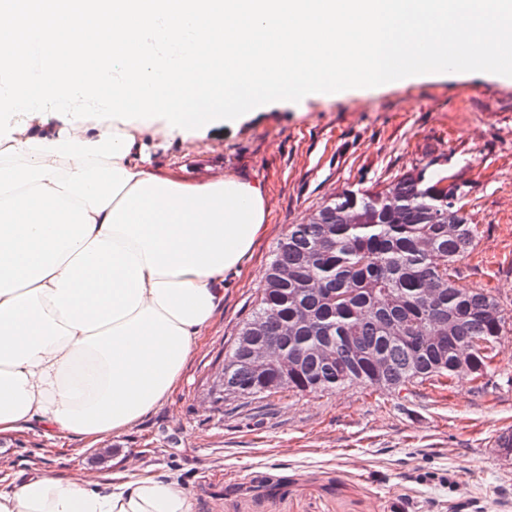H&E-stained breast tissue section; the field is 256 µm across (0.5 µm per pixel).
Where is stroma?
<instances>
[{
  "instance_id": "stroma-1",
  "label": "stroma",
  "mask_w": 512,
  "mask_h": 512,
  "mask_svg": "<svg viewBox=\"0 0 512 512\" xmlns=\"http://www.w3.org/2000/svg\"><path fill=\"white\" fill-rule=\"evenodd\" d=\"M148 147L184 176L189 158L223 156L225 174L262 186L267 227L227 276L224 309L170 400L94 445L35 431L0 438V477L51 465L104 477L150 468L177 478L197 512H512V455L497 445L512 432V67L301 101L283 90L236 125ZM430 162L465 184L479 230L459 284L490 289L506 318L483 382L220 397L224 353L261 289L255 273L289 225L335 193L378 189Z\"/></svg>"
}]
</instances>
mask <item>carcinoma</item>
Here are the masks:
<instances>
[{
    "instance_id": "1",
    "label": "carcinoma",
    "mask_w": 512,
    "mask_h": 512,
    "mask_svg": "<svg viewBox=\"0 0 512 512\" xmlns=\"http://www.w3.org/2000/svg\"><path fill=\"white\" fill-rule=\"evenodd\" d=\"M425 165L380 189L325 202L278 240L257 304L224 356V392L243 397L394 392L441 377H483L505 317L484 289L458 284L474 246L464 184ZM304 356L288 381L249 360L241 334Z\"/></svg>"
}]
</instances>
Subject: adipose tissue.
<instances>
[{
	"label": "adipose tissue",
	"instance_id": "adipose-tissue-1",
	"mask_svg": "<svg viewBox=\"0 0 512 512\" xmlns=\"http://www.w3.org/2000/svg\"><path fill=\"white\" fill-rule=\"evenodd\" d=\"M70 19L55 45L67 69L0 62V435L98 441L123 434L180 384L224 306V276L267 219L260 186L236 176L189 182L160 169L147 138L190 141L235 125L234 110L195 111L225 84H297L298 94L376 87L446 69L447 49L394 72L409 55L395 22L440 13L505 19L479 42L512 39V0H0V33L44 40V19ZM112 17V56L88 48L92 20ZM55 122L45 126L44 113ZM0 512H195L176 479L146 470L98 481L56 468L0 484Z\"/></svg>",
	"mask_w": 512,
	"mask_h": 512
}]
</instances>
